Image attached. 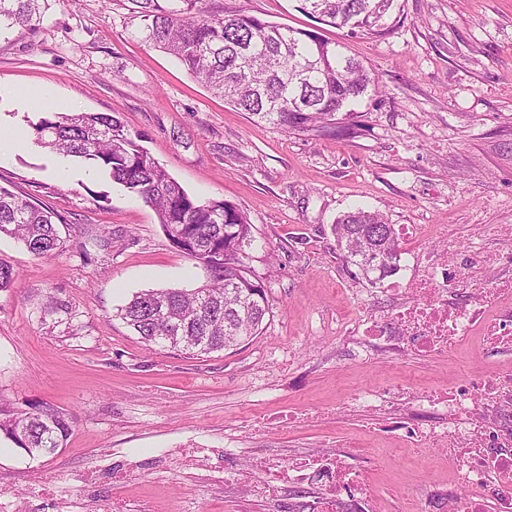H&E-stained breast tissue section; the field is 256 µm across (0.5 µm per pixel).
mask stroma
Here are the masks:
<instances>
[{
    "label": "stroma",
    "mask_w": 512,
    "mask_h": 512,
    "mask_svg": "<svg viewBox=\"0 0 512 512\" xmlns=\"http://www.w3.org/2000/svg\"><path fill=\"white\" fill-rule=\"evenodd\" d=\"M316 31L376 74L342 135L285 134L250 121L194 82L171 56L131 38L137 0H50L36 29L0 36V129L25 134L0 158V186L62 217V252L37 257L0 235V399L48 405L71 431L56 454L30 457L0 435V512H279L243 498L234 479L250 458L271 464L350 437L374 449L368 473L385 512L403 485L448 481L437 455L415 461L390 419L361 425L343 401L357 390L442 387L512 356L469 344L440 358L382 352L367 359L343 328L385 315L409 296L426 260L463 286L480 252L502 248L483 224H512V0H395L384 35L311 20L297 0H204ZM46 87L74 112L121 120L190 193L244 212L247 262L270 304L261 333L236 348L188 358L143 342L116 315L150 288H193L204 271L166 238L155 210L83 159L37 143L24 91ZM411 224L399 270L366 281L340 257L332 226L355 207ZM458 249L446 253L447 239ZM267 422L262 435L246 424ZM231 444L226 482L184 467L182 444ZM134 461L124 483L108 462ZM100 471L94 493L88 472Z\"/></svg>",
    "instance_id": "1"
}]
</instances>
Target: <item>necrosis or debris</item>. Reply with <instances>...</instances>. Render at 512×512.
Listing matches in <instances>:
<instances>
[{"mask_svg": "<svg viewBox=\"0 0 512 512\" xmlns=\"http://www.w3.org/2000/svg\"><path fill=\"white\" fill-rule=\"evenodd\" d=\"M510 260L507 252H484L476 271L467 276L466 300L449 293L436 267L424 265L410 284L412 301L390 315L364 318L356 343L370 354L389 349L436 358L475 338L484 348L512 355V277L492 275ZM405 397L410 406L398 425L405 446L420 453L442 449L454 478L408 489L402 495V512H431L437 502L445 512H512V370H486L444 390H361L347 405L373 421L400 413ZM251 467L268 476L242 478L247 497L271 499L312 488L317 512H352L360 505L366 512H380V498L367 484L361 461L351 458L344 445L274 471L258 459Z\"/></svg>", "mask_w": 512, "mask_h": 512, "instance_id": "1", "label": "necrosis or debris"}]
</instances>
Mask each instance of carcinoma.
I'll return each mask as SVG.
<instances>
[{"instance_id":"1","label":"carcinoma","mask_w":512,"mask_h":512,"mask_svg":"<svg viewBox=\"0 0 512 512\" xmlns=\"http://www.w3.org/2000/svg\"><path fill=\"white\" fill-rule=\"evenodd\" d=\"M47 0H0V33L32 29ZM312 18L352 34L384 30L394 0H297ZM202 0H141L125 21L133 36L175 57L201 86L252 120L285 133H322L354 115L350 106L376 75L316 32L262 20L240 10L219 17ZM43 147L80 157L156 211L171 245L197 260L205 280L193 289L139 292L117 316L148 344L190 356L236 347L259 335L269 313L262 283L248 266L253 242L247 216L226 201H201L138 145L121 121L104 113L44 112L31 124ZM0 234L38 257L62 250L53 213L0 187ZM336 247L374 281L393 275L401 258L394 225L378 211L356 208L333 224ZM71 425L60 411L38 406L16 412L0 403V433L30 455L64 446Z\"/></svg>"}]
</instances>
